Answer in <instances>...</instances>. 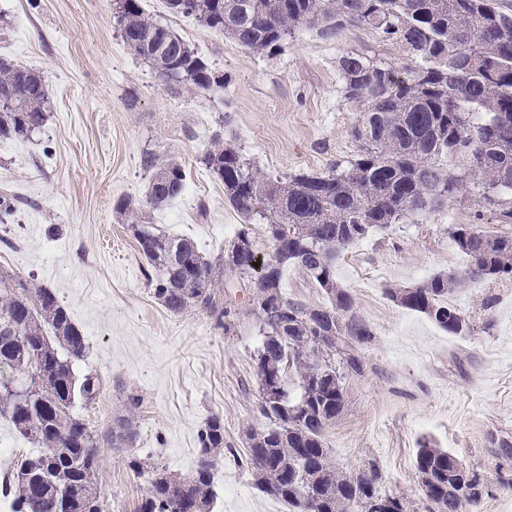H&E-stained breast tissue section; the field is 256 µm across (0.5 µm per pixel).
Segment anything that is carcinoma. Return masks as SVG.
<instances>
[{
	"instance_id": "cac0c4a2",
	"label": "carcinoma",
	"mask_w": 512,
	"mask_h": 512,
	"mask_svg": "<svg viewBox=\"0 0 512 512\" xmlns=\"http://www.w3.org/2000/svg\"><path fill=\"white\" fill-rule=\"evenodd\" d=\"M168 10L194 18L256 53L276 50L307 25L327 39L365 27L400 43L409 57L405 73L357 50L340 57L346 97L365 103L352 129L356 158L325 174L276 179L245 162L239 149L215 132L202 158L224 185L231 207L249 220H266L273 244L269 262L231 242L211 260L193 240L166 234L146 222L141 203L127 198L116 213L132 231L151 272L156 298L177 315L190 307L210 312L218 327L240 309L221 302L224 277L242 280L248 312L258 316L264 339L254 372L258 414L271 427L246 433L247 464L261 493L288 504L289 512H362L384 497L390 512H408L406 498L383 489L374 472L351 476L329 460L325 430L341 412L345 392L336 360L359 369L351 338L368 332L342 322L353 308L336 282L338 253L376 228L399 224L412 213L451 198L472 181L512 224V14L496 0H165ZM121 37L172 93L222 88L218 72L178 34L144 13L140 0H113ZM42 73L0 57V140H24L49 118ZM448 166H443V162ZM147 203L161 210L180 196L186 171L172 156L150 153ZM19 200L0 194V230L8 232ZM455 245L471 260L468 278L512 276V232L473 224L453 228ZM302 269L330 304L310 306L282 292L283 271ZM465 283L453 272L411 288H389L397 305L426 315L452 335L470 331L448 298ZM86 339L54 292L0 268V416L39 445L17 464L14 512H101L99 448L128 447L137 436L140 399L129 395L102 433L75 412L89 403L99 381L78 377ZM295 375L301 393L288 391ZM196 474L181 478L137 458L128 467L146 487L135 512H209L212 458L224 451V419L213 415L199 434ZM428 512H465L481 495L480 481L447 451L422 440L415 455ZM10 485V486H12ZM5 486V490H10Z\"/></svg>"
}]
</instances>
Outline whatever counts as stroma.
Segmentation results:
<instances>
[{
	"mask_svg": "<svg viewBox=\"0 0 512 512\" xmlns=\"http://www.w3.org/2000/svg\"><path fill=\"white\" fill-rule=\"evenodd\" d=\"M140 4L223 74V87L167 92L124 44L112 0H0V56L40 71L49 86L41 131L0 141V191L20 201L0 242V267L52 289L86 337L76 372L97 377L100 391L76 411L90 427L105 430L128 394L142 399L131 447L101 450L102 512H134L144 492L129 457L195 475L197 436L215 414L224 418V453L212 468L210 512H288L255 489L245 460L246 430L269 426L256 412L257 317L219 329L206 311L165 310L114 206L128 196L145 200V154L174 156L187 173L184 191L151 222L193 239L204 256L220 255L244 222L201 162L213 134L270 176L326 172L358 152L351 131L360 106L345 96L339 58L369 46L400 71L407 56L364 27L334 40L303 27L276 53L257 55L170 13L165 0ZM459 224L499 229L481 187L373 231L337 258L336 280L369 335L353 340L361 369L339 368L345 402L325 443L341 471L377 470L410 512H425L414 458L419 440L431 439L480 474L483 493L471 512H512V277L473 279L451 296L471 326L465 336L387 295L438 273L467 272L469 259L450 237Z\"/></svg>",
	"mask_w": 512,
	"mask_h": 512,
	"instance_id": "obj_1",
	"label": "stroma"
}]
</instances>
